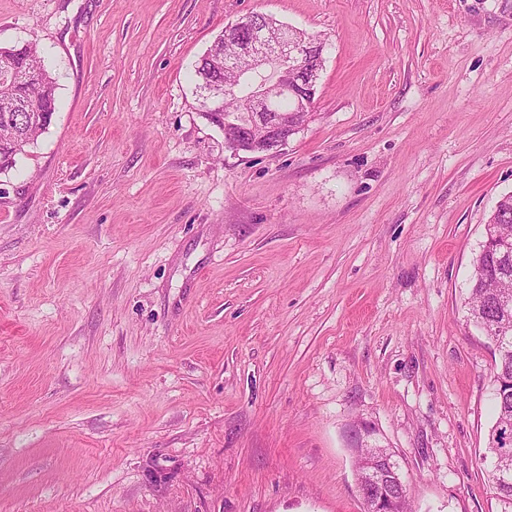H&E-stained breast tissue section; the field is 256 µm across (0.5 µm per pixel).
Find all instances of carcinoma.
Wrapping results in <instances>:
<instances>
[{"mask_svg":"<svg viewBox=\"0 0 512 512\" xmlns=\"http://www.w3.org/2000/svg\"><path fill=\"white\" fill-rule=\"evenodd\" d=\"M224 41H216L201 56L194 67L199 88L216 65L223 63ZM15 71L18 84L9 97L7 111H0V170L15 163L16 156L26 152L38 136L47 128L55 112L57 80L50 73L40 56L37 45L21 48H0V74L4 69ZM36 77L41 111H26L31 82ZM488 223L501 235L512 240V195L502 197L489 216ZM512 297V256L504 255L497 245L490 251L479 250L473 260L471 288L466 306L470 320L487 333L495 346L494 379H512V306L505 309L500 297ZM497 418L488 434L484 458L490 460L487 478L505 505V512H512V481L502 483L499 474L504 467L512 470V452L508 459L501 456L500 445L506 430H512V395L496 397Z\"/></svg>","mask_w":512,"mask_h":512,"instance_id":"cac0c4a2","label":"carcinoma"}]
</instances>
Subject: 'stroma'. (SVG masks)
Returning a JSON list of instances; mask_svg holds the SVG:
<instances>
[{
    "mask_svg": "<svg viewBox=\"0 0 512 512\" xmlns=\"http://www.w3.org/2000/svg\"><path fill=\"white\" fill-rule=\"evenodd\" d=\"M325 38L314 115L235 153L194 65ZM58 81L0 171V512H502L472 262L512 194V0H0ZM394 472L391 456L369 460L362 474L358 472V489L365 506L364 512H385L381 507L385 499L393 496L394 482L400 485ZM367 477H370L371 484L365 482Z\"/></svg>",
    "mask_w": 512,
    "mask_h": 512,
    "instance_id": "35a3bbf8",
    "label": "stroma"
}]
</instances>
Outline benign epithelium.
<instances>
[{"mask_svg": "<svg viewBox=\"0 0 512 512\" xmlns=\"http://www.w3.org/2000/svg\"><path fill=\"white\" fill-rule=\"evenodd\" d=\"M222 38L232 40L237 54L224 57V69L235 67L237 55L250 58L253 71L265 66L278 70V77L263 82L243 98L239 111H224V93L218 91L208 101L212 118L224 125L225 145L235 152H276L286 146L303 124L297 113L312 112L317 79L322 69L324 45L315 38L279 23L263 13H249L224 26ZM294 98L287 111L272 104L284 95ZM397 476L391 457L369 460L364 465L358 489L364 512H382L385 500L393 496Z\"/></svg>", "mask_w": 512, "mask_h": 512, "instance_id": "1", "label": "benign epithelium"}]
</instances>
